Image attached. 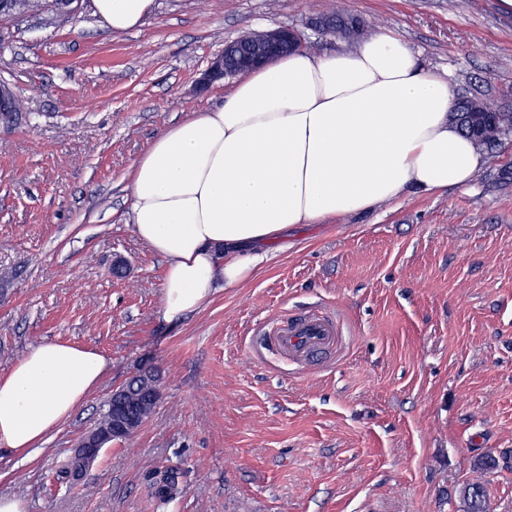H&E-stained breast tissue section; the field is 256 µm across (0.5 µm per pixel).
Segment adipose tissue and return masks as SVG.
Instances as JSON below:
<instances>
[{"label": "adipose tissue", "mask_w": 512, "mask_h": 512, "mask_svg": "<svg viewBox=\"0 0 512 512\" xmlns=\"http://www.w3.org/2000/svg\"><path fill=\"white\" fill-rule=\"evenodd\" d=\"M155 0H90L112 32ZM448 79L393 32L350 50L304 49L248 72L223 106L165 128L128 174L130 220L166 262L161 315L194 313L217 283L241 285L265 245L300 224L370 211L416 188L472 181L484 153L451 118ZM108 366L62 342L31 348L0 377V446L25 457L65 423Z\"/></svg>", "instance_id": "ef3b65f1"}]
</instances>
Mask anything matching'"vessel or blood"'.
Masks as SVG:
<instances>
[{"label": "vessel or blood", "instance_id": "obj_1", "mask_svg": "<svg viewBox=\"0 0 512 512\" xmlns=\"http://www.w3.org/2000/svg\"><path fill=\"white\" fill-rule=\"evenodd\" d=\"M342 336L340 316L315 308L279 318L263 336L262 345L272 354L299 361L337 349Z\"/></svg>", "mask_w": 512, "mask_h": 512}]
</instances>
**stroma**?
<instances>
[{
    "instance_id": "obj_1",
    "label": "stroma",
    "mask_w": 512,
    "mask_h": 512,
    "mask_svg": "<svg viewBox=\"0 0 512 512\" xmlns=\"http://www.w3.org/2000/svg\"><path fill=\"white\" fill-rule=\"evenodd\" d=\"M497 2L155 0L122 34L89 0L63 26L0 19V80L24 106L0 124V376L45 341L108 360L28 457L0 447V496L27 512H160L150 484L174 466L184 492L162 512H462L470 483L489 512H512V137L466 186L294 228L175 324L127 178L163 129L223 105L233 78L198 84L225 43L286 26L340 51L311 24L339 9L398 34L457 95L512 110V15ZM314 306L342 316L340 355L260 351L274 321ZM148 367L151 417L80 483L58 481L104 402ZM485 455L496 469L476 468Z\"/></svg>"
}]
</instances>
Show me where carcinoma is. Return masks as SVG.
I'll return each instance as SVG.
<instances>
[{"label":"carcinoma","instance_id":"obj_1","mask_svg":"<svg viewBox=\"0 0 512 512\" xmlns=\"http://www.w3.org/2000/svg\"><path fill=\"white\" fill-rule=\"evenodd\" d=\"M76 0H0V17L24 19L50 12L65 24L72 19ZM331 33L353 42L364 37L366 21L346 10L325 15ZM454 118L460 131L479 148L489 150L512 134V111L499 108L485 100L466 97L457 103ZM159 400L155 374L145 370L134 376L124 387L112 393L106 401L94 430L111 434L121 440L141 427L154 411ZM158 506L171 502L178 493V472L170 469L153 483ZM464 512H488L487 494L480 484H470L463 491Z\"/></svg>","mask_w":512,"mask_h":512}]
</instances>
